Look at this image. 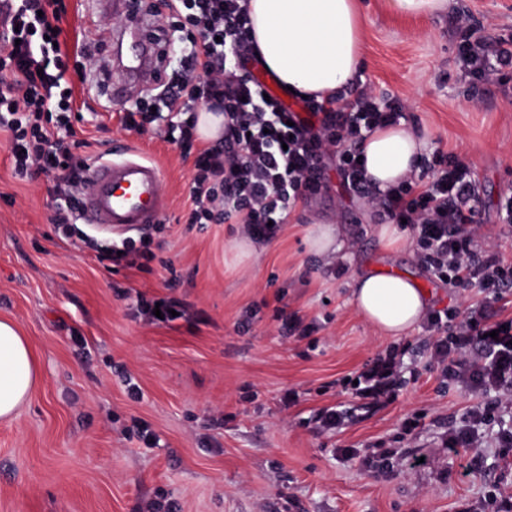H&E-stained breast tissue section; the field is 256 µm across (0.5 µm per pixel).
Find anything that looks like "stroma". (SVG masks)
<instances>
[{"mask_svg": "<svg viewBox=\"0 0 512 512\" xmlns=\"http://www.w3.org/2000/svg\"><path fill=\"white\" fill-rule=\"evenodd\" d=\"M65 3L71 46L104 52L103 29L126 23L89 16V0ZM360 7L365 83L403 101L405 125L429 150L469 165L483 233L512 263V233L497 216L512 192V92L471 85L456 33L464 14L478 34L512 35V0H449L446 14L428 19L389 15L381 0ZM130 104L123 97L83 110L75 127L99 157L141 148L163 170L168 209L160 223L124 237L78 220V248L50 222L59 203L54 176H16L0 132V318L28 337L41 375L16 415L0 420V512H150L160 498L180 512H497L496 498L512 496V447H444L470 396L431 363L424 326L399 338L380 334L354 308L350 283L391 266L426 286L430 308L463 312L480 302L478 290L435 278L418 264L414 241L399 251L381 246L370 209L334 171L328 191L250 251L240 247L239 225L187 223L195 157L180 148L179 129L123 130ZM318 223L344 233L342 277L307 245L306 230ZM126 239L138 265L98 261V248ZM141 293L179 300L183 317L161 324L138 315ZM281 308L313 333L281 335ZM393 348L397 397L366 405L353 382L368 359ZM133 385L140 399L131 398ZM289 390L298 401L288 407ZM332 405L345 422L325 433L317 415ZM414 415L419 428L401 436V421ZM140 425L155 444L137 438ZM378 444L406 465L383 466Z\"/></svg>", "mask_w": 512, "mask_h": 512, "instance_id": "35a3bbf8", "label": "stroma"}]
</instances>
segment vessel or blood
<instances>
[{"label": "vessel or blood", "instance_id": "vessel-or-blood-1", "mask_svg": "<svg viewBox=\"0 0 512 512\" xmlns=\"http://www.w3.org/2000/svg\"><path fill=\"white\" fill-rule=\"evenodd\" d=\"M96 11L102 18L112 13L125 15L127 25L114 38L112 55L125 76L143 86L155 84V23L142 11L138 0H97ZM162 181V169L132 149L94 160L86 172L83 193L90 223L116 234L158 223L166 210Z\"/></svg>", "mask_w": 512, "mask_h": 512}]
</instances>
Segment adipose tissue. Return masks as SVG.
I'll use <instances>...</instances> for the list:
<instances>
[{
	"label": "adipose tissue",
	"mask_w": 512,
	"mask_h": 512,
	"mask_svg": "<svg viewBox=\"0 0 512 512\" xmlns=\"http://www.w3.org/2000/svg\"><path fill=\"white\" fill-rule=\"evenodd\" d=\"M245 8L263 69L284 88L325 99L354 86L364 67V19L358 0H246ZM425 139L404 124L368 133L365 170L380 189L398 185L415 170ZM351 301L379 332L410 334L428 310L418 281L389 270L353 278ZM40 379L29 341L15 322L0 319V418L9 419Z\"/></svg>",
	"instance_id": "adipose-tissue-1"
}]
</instances>
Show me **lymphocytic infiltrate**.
Returning <instances> with one entry per match:
<instances>
[{
    "mask_svg": "<svg viewBox=\"0 0 512 512\" xmlns=\"http://www.w3.org/2000/svg\"><path fill=\"white\" fill-rule=\"evenodd\" d=\"M160 17L159 40L179 21L189 22L191 50L180 75L159 59L158 95L139 97L122 118L125 130L179 128L183 151H195L189 193L191 224H237L255 241L275 239L290 210L328 188V158L346 191L379 207L388 223H407L417 242L418 261L456 288H478L482 300L468 312L434 311L427 324L431 361L474 395L463 425L448 431V448H478L480 426L489 425L512 404V317H501L500 303L512 292V265L494 247L481 244L479 210L469 166L437 150L426 169L430 180L408 175L384 191L373 189L359 161L366 131L400 122L405 106L385 101L367 85L351 99L303 98L298 109L265 100L263 88L244 76L256 65L250 26L242 0H168L152 7ZM66 15L63 0H0V131L8 132L14 172L22 178L56 174L65 208L51 217L70 223L90 161L84 140L68 114L76 85L108 78L104 56L83 54L67 68L59 45ZM457 45L461 67L485 85L512 82V37L479 38L460 18ZM162 112H154V104ZM223 112L224 141L195 148L199 105ZM356 395L370 405L394 400L399 388L396 363L376 355L363 367Z\"/></svg>",
    "mask_w": 512,
    "mask_h": 512,
    "instance_id": "f902f5d3",
    "label": "lymphocytic infiltrate"
}]
</instances>
